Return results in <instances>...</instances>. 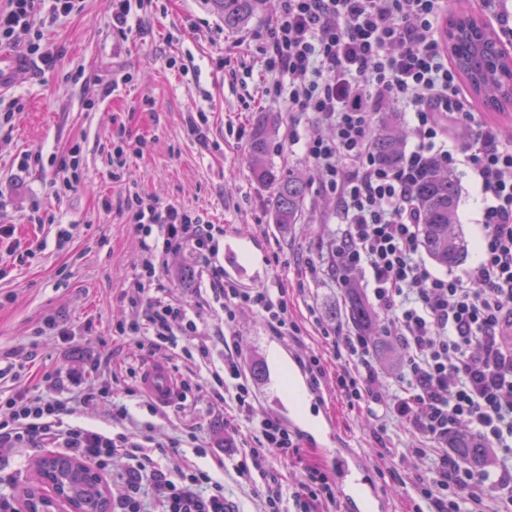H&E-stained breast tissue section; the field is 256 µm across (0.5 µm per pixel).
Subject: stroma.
<instances>
[{
	"label": "stroma",
	"instance_id": "35a3bbf8",
	"mask_svg": "<svg viewBox=\"0 0 512 512\" xmlns=\"http://www.w3.org/2000/svg\"><path fill=\"white\" fill-rule=\"evenodd\" d=\"M271 12V5H264L246 28L231 30L209 0H151L135 10L133 32L124 37L112 30V0H75L69 15L44 30L59 52L55 67L30 64L5 93L21 99L24 108L13 124L0 127V223L15 225L19 240L46 243L41 253L21 262L0 258V356L14 352L26 363L24 384L35 395L76 398L110 378L114 401L129 412L125 429L162 442L179 441L177 451L159 458V465L169 471L192 465L209 472L223 481L224 494L238 512H261L263 504L236 471L237 449L224 445L230 405L202 390L151 413L140 396L128 393L136 385L129 369H143L149 358L112 328L129 318L123 293L141 255L140 240L123 217L128 194L185 204L203 220L223 225L225 235L256 237L266 263L260 284L268 288L296 289L305 259L323 253V238L335 234L336 225L320 221L330 205L316 193L319 176L301 146L270 154L277 170L309 183L297 223L279 225L271 212V187L251 176L248 140L225 132L227 123L251 130L265 118L276 131L292 124L304 135L322 131L311 117L288 113L281 103L261 97L265 72L243 38L246 30L263 27ZM243 56L249 57L252 73L233 69ZM170 57L177 67L168 68ZM182 63L188 73L179 71ZM126 73L132 76L128 84L114 95L99 96L103 85ZM147 97L154 100L153 109L143 107ZM200 110L210 120L214 145L209 149L188 130L189 116ZM121 127L131 140L141 141L142 153L116 175L109 153ZM73 148L79 151L77 180L72 189L53 194L56 163ZM26 153L41 154L40 164L20 168ZM459 184L458 220L472 259L481 230L478 193L467 178ZM35 200L54 215V222H31ZM61 224L76 227L62 247L56 243ZM159 283L165 299L200 313L206 333L220 328L224 313L219 305L199 304L196 290L207 286L208 277L205 261L194 249H186L174 268L162 272ZM296 310L306 328L297 344L274 336L246 306L238 310L231 329L257 412L283 420L288 402L280 394L279 354L299 357L320 348L306 307L300 304ZM49 319L67 328L68 336L36 338ZM47 374L52 377L48 383L43 380ZM321 392L324 402L316 415L336 422L345 447L369 460L380 490L389 497V512H409L404 481L423 467V460H406L393 476L382 473L367 417L337 400L331 381H324ZM111 402L76 406L68 420L111 428ZM191 431L208 446V455H197L186 445ZM44 452L40 445L0 447V497L18 498L36 482V462Z\"/></svg>",
	"mask_w": 512,
	"mask_h": 512
}]
</instances>
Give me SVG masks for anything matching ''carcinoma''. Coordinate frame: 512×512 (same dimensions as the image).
Instances as JSON below:
<instances>
[{
  "instance_id": "cac0c4a2",
  "label": "carcinoma",
  "mask_w": 512,
  "mask_h": 512,
  "mask_svg": "<svg viewBox=\"0 0 512 512\" xmlns=\"http://www.w3.org/2000/svg\"><path fill=\"white\" fill-rule=\"evenodd\" d=\"M224 19V26L234 29L247 23L259 5L268 0H209ZM448 55L459 74L471 88L474 97L488 112L512 110V57L498 48L496 33L474 14L460 11L448 21L445 32ZM373 137L378 159L397 165L403 158L404 134L389 116L374 128ZM270 136L268 127L260 123L249 151L253 177L274 191V221L296 223L308 189V182L293 174L283 175L268 160ZM421 207L422 246L439 266L451 267L465 260L467 244L458 228L457 202L459 185L454 174L438 163H432L415 189ZM346 315L356 330L372 334L377 317L364 298L355 290L348 292ZM458 458L469 463L485 456L478 439L459 427L448 436ZM39 474L54 482L63 494L83 512L90 504H99L103 491L87 481L80 467L69 458H40Z\"/></svg>"
}]
</instances>
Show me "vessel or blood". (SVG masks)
Returning <instances> with one entry per match:
<instances>
[{
    "label": "vessel or blood",
    "mask_w": 512,
    "mask_h": 512,
    "mask_svg": "<svg viewBox=\"0 0 512 512\" xmlns=\"http://www.w3.org/2000/svg\"><path fill=\"white\" fill-rule=\"evenodd\" d=\"M23 68L21 60L0 51V92L12 86ZM242 253L248 254L250 263H258L259 258L254 255L252 246L238 241L230 242L224 266L227 275L239 276L244 273V265L237 261ZM139 385L142 392L159 406L170 404L179 394L172 371L166 362L159 360L149 362L143 368ZM317 447L333 462L336 493L344 512H387V498L366 477L370 470L369 463L349 449L339 447L338 434L332 424L324 425Z\"/></svg>",
    "instance_id": "obj_1"
}]
</instances>
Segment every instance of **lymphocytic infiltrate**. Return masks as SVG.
<instances>
[{
	"label": "lymphocytic infiltrate",
	"instance_id": "lymphocytic-infiltrate-1",
	"mask_svg": "<svg viewBox=\"0 0 512 512\" xmlns=\"http://www.w3.org/2000/svg\"><path fill=\"white\" fill-rule=\"evenodd\" d=\"M265 28L250 32L267 75L265 96L287 111L308 114L328 136L300 137L289 128L279 143L303 145L320 175L318 194L336 208V263L307 260L311 282L328 278L345 290L359 278L379 318L382 336L402 354L395 375L383 373L372 341L356 330L317 323L327 349L301 365L312 389L332 380L337 396L373 421L372 438L383 463L413 456L426 466L409 481L413 512H512V144L497 124L475 112L448 60L440 35L443 0H274ZM74 0H10L0 11V45L31 34L27 56L52 66L41 16L69 14ZM407 112L412 148L394 167L377 159L372 128L379 114ZM464 170L480 196L482 226L477 261L458 274L439 275L421 250L424 217L413 187L429 161ZM126 223L141 239L137 271L126 284L130 309L118 335L147 353L179 351L209 363L212 346L198 318L156 295L154 284L186 248L214 253L223 226L204 223L192 209L130 195ZM214 302L232 326L241 305L251 306L277 335L296 341L302 325L288 306L286 289L246 288L211 267ZM224 364L205 385L230 400L235 420L251 422L255 435L237 463L248 486L263 484V512H281L284 495L275 464H301L291 497L294 512H341L330 472L303 460L299 438L273 415L255 414V395L243 380L234 338H222ZM335 370H328L326 355ZM25 366H0V382H12L0 400V447L23 448L50 441L103 468L127 461L129 493L118 512H144L142 485H150L156 512H225L224 485L199 469L169 472L155 461L169 447L148 454L137 436L103 433L66 424L71 408L53 396L24 387ZM465 427L486 449L481 464L459 459L448 436Z\"/></svg>",
	"mask_w": 512,
	"mask_h": 512
}]
</instances>
